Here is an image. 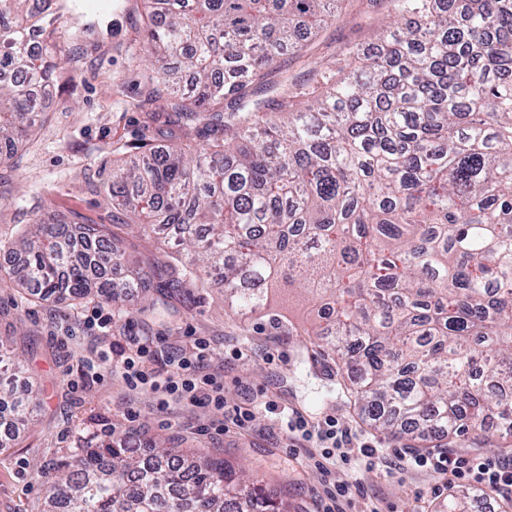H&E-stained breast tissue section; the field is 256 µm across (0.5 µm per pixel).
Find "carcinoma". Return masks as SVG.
I'll use <instances>...</instances> for the list:
<instances>
[{
    "label": "carcinoma",
    "mask_w": 512,
    "mask_h": 512,
    "mask_svg": "<svg viewBox=\"0 0 512 512\" xmlns=\"http://www.w3.org/2000/svg\"><path fill=\"white\" fill-rule=\"evenodd\" d=\"M342 0H144L143 48L208 132L112 166V213L166 246L147 282L120 277L111 232L49 218L0 236V287L33 301L128 288L169 315L197 283L224 290L243 318L299 288L327 308L312 331L356 374L354 404L377 429L431 443L478 438L497 422L512 446V0H388L400 21L316 71L283 79L250 109L266 70L336 20ZM52 0H0V145L9 164L44 117L53 44L36 54ZM26 254L23 263L13 255ZM20 354L0 339V419L28 425L37 393L13 379ZM48 482L43 512H288L245 468L155 443L136 456L102 436Z\"/></svg>",
    "instance_id": "1"
}]
</instances>
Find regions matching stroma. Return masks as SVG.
Returning <instances> with one entry per match:
<instances>
[{
  "label": "stroma",
  "instance_id": "obj_1",
  "mask_svg": "<svg viewBox=\"0 0 512 512\" xmlns=\"http://www.w3.org/2000/svg\"><path fill=\"white\" fill-rule=\"evenodd\" d=\"M141 0H65L55 24L56 69L47 116L15 167L0 165V232L17 235L26 225L56 217L75 224L114 225L106 184L112 165L128 146L141 139L162 147L168 137L147 125L149 113L167 117L169 100L148 81L151 65L140 57L143 40ZM383 0H344L334 24L319 30L300 54L269 70L255 98L288 76L311 81L314 68L336 60L352 43H369L388 24ZM134 294L126 316H113L103 333L89 326L95 301L65 306L50 301L29 303L13 288H0V336L17 330L40 404L35 422L0 450V512H40L44 487L34 465L54 468L75 449L95 445L104 429L134 448H148L169 438L182 448H201L242 464L276 499L293 512H322L324 493L313 463L296 457L278 411L290 408L311 421L333 416L340 426L361 430L386 454L373 469L358 468L364 495L357 512H435L449 494L467 498L471 512H499L502 493L484 495L467 486L444 488L437 475L408 470L403 452L416 442L374 430L350 403L347 373L332 356L320 353L302 336L318 323V311L297 292H283L274 302L275 317L244 320L225 308L219 290L210 288L203 302L186 301L165 320L146 319ZM150 341L156 353L191 350L197 337L210 351L205 372L224 382L226 407L253 411L246 429L222 432L206 409L163 398L144 385L130 389L119 373L87 367L99 351H111L125 337ZM242 348L246 358H234ZM277 412L265 410V402Z\"/></svg>",
  "mask_w": 512,
  "mask_h": 512
}]
</instances>
